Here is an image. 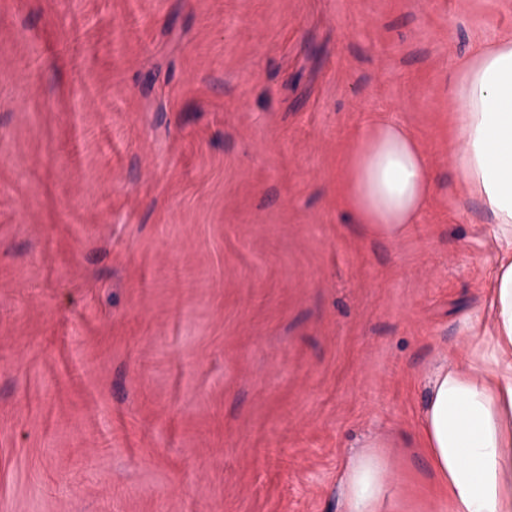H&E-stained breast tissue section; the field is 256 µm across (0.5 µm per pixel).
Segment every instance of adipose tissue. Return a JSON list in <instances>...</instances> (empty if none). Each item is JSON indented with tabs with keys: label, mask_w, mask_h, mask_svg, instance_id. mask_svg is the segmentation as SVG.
<instances>
[{
	"label": "adipose tissue",
	"mask_w": 512,
	"mask_h": 512,
	"mask_svg": "<svg viewBox=\"0 0 512 512\" xmlns=\"http://www.w3.org/2000/svg\"><path fill=\"white\" fill-rule=\"evenodd\" d=\"M455 195L480 204L497 249L491 326L467 322L468 355L436 366L419 436L450 512H512V32L478 43L452 70ZM435 199L433 163L412 127L377 113L336 166V204L365 235L397 241ZM393 475L365 444L342 473L344 512H390Z\"/></svg>",
	"instance_id": "ef3b65f1"
}]
</instances>
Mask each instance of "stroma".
I'll use <instances>...</instances> for the list:
<instances>
[{
	"label": "stroma",
	"instance_id": "1",
	"mask_svg": "<svg viewBox=\"0 0 512 512\" xmlns=\"http://www.w3.org/2000/svg\"><path fill=\"white\" fill-rule=\"evenodd\" d=\"M512 0H0V512H448L418 439L496 253L449 196L451 68ZM436 198L397 242L336 207L370 114ZM361 448L343 469L344 512H390L392 472L374 442Z\"/></svg>",
	"mask_w": 512,
	"mask_h": 512
}]
</instances>
